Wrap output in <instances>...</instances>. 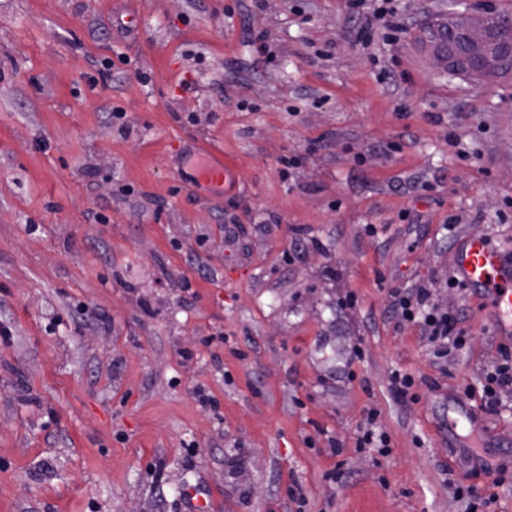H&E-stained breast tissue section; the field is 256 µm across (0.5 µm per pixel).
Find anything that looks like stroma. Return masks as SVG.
Here are the masks:
<instances>
[{
	"instance_id": "obj_1",
	"label": "stroma",
	"mask_w": 512,
	"mask_h": 512,
	"mask_svg": "<svg viewBox=\"0 0 512 512\" xmlns=\"http://www.w3.org/2000/svg\"><path fill=\"white\" fill-rule=\"evenodd\" d=\"M394 4L365 44L350 0H0V512H512L501 338L449 285L465 237L512 259V76L416 41L512 0ZM418 284L469 346L400 318ZM459 401L503 485L450 450ZM504 386L512 387V347L501 344L498 348L497 364L494 371L486 376V383L482 385V400L485 409L495 410L497 402V389ZM454 494L458 499L466 498L469 500L468 510L469 512H494L491 510L493 504L496 503L495 494H489L488 496H482L477 492V489L472 485L466 487L458 486L454 489Z\"/></svg>"
}]
</instances>
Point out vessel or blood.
Masks as SVG:
<instances>
[{"label": "vessel or blood", "instance_id": "vessel-or-blood-1", "mask_svg": "<svg viewBox=\"0 0 512 512\" xmlns=\"http://www.w3.org/2000/svg\"><path fill=\"white\" fill-rule=\"evenodd\" d=\"M453 265L460 280L487 295L500 335L512 338V262L483 237L470 236L456 252Z\"/></svg>", "mask_w": 512, "mask_h": 512}]
</instances>
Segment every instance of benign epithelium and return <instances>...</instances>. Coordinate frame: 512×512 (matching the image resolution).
<instances>
[{
  "mask_svg": "<svg viewBox=\"0 0 512 512\" xmlns=\"http://www.w3.org/2000/svg\"><path fill=\"white\" fill-rule=\"evenodd\" d=\"M418 41L433 67L470 82H492L512 73V25L486 11H451L419 30Z\"/></svg>",
  "mask_w": 512,
  "mask_h": 512,
  "instance_id": "7a95c632",
  "label": "benign epithelium"
}]
</instances>
